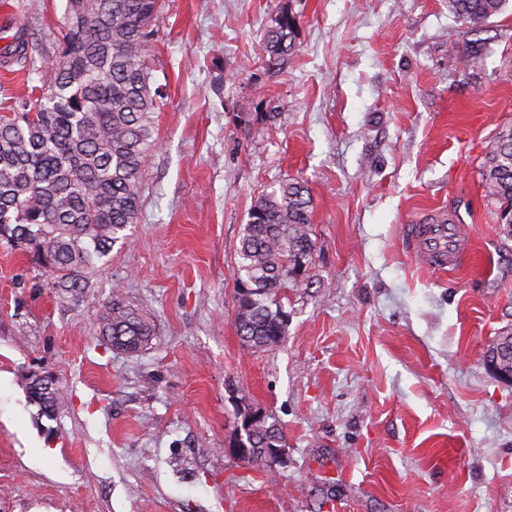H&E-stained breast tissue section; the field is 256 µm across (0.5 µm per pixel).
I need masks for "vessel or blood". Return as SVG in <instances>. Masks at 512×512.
I'll list each match as a JSON object with an SVG mask.
<instances>
[{"label":"vessel or blood","instance_id":"obj_1","mask_svg":"<svg viewBox=\"0 0 512 512\" xmlns=\"http://www.w3.org/2000/svg\"><path fill=\"white\" fill-rule=\"evenodd\" d=\"M405 237L409 250L433 269L455 268L467 249L458 237L456 224L443 220L406 225Z\"/></svg>","mask_w":512,"mask_h":512}]
</instances>
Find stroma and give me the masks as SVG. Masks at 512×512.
I'll use <instances>...</instances> for the list:
<instances>
[{
    "label": "stroma",
    "mask_w": 512,
    "mask_h": 512,
    "mask_svg": "<svg viewBox=\"0 0 512 512\" xmlns=\"http://www.w3.org/2000/svg\"><path fill=\"white\" fill-rule=\"evenodd\" d=\"M8 2L36 69L0 68V115L65 33L67 0ZM285 12L296 51L273 73ZM158 28L166 104L127 239L67 298L0 244V512H512V384L485 365L512 329V238L482 182L512 122V13L469 34L448 0H163ZM285 179L312 194L315 251L284 341L255 352L236 251ZM441 214L468 242L453 271L403 242ZM116 288L155 316L142 352L100 334ZM34 374L67 400L55 419ZM231 384L280 421L286 465L225 454ZM296 18L284 13L278 19L276 26L269 29L265 35V56L263 59L267 69L278 72L285 62L293 55L295 44ZM29 380L27 390L30 402L39 408L42 415L48 419H54L64 403L55 382L48 378L38 379L34 376Z\"/></svg>",
    "instance_id": "obj_1"
}]
</instances>
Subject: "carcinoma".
Returning a JSON list of instances; mask_svg holds the SVG:
<instances>
[{
    "mask_svg": "<svg viewBox=\"0 0 512 512\" xmlns=\"http://www.w3.org/2000/svg\"><path fill=\"white\" fill-rule=\"evenodd\" d=\"M509 0H448L466 28L476 30ZM159 0H67L64 43L41 73V94L18 99L0 116V240L31 255L53 276L52 287L78 291L126 231L137 223L143 171L157 148L155 115L164 94L154 85L147 47L158 35ZM296 18L284 13L265 35L267 69L293 55ZM0 66L35 63L25 29L0 35ZM482 180L497 206L496 223L512 238V125L495 134ZM313 199L298 181L263 192L249 212L237 250L235 329L253 351L278 346L287 325L281 294L297 283V261L310 259ZM154 333L152 314L120 289L100 316V334L117 351L135 353ZM31 403L54 418L63 398L52 380L30 377ZM254 451L243 462L268 466L262 449L286 447L271 413L251 430Z\"/></svg>",
    "mask_w": 512,
    "mask_h": 512,
    "instance_id": "obj_1",
    "label": "carcinoma"
}]
</instances>
